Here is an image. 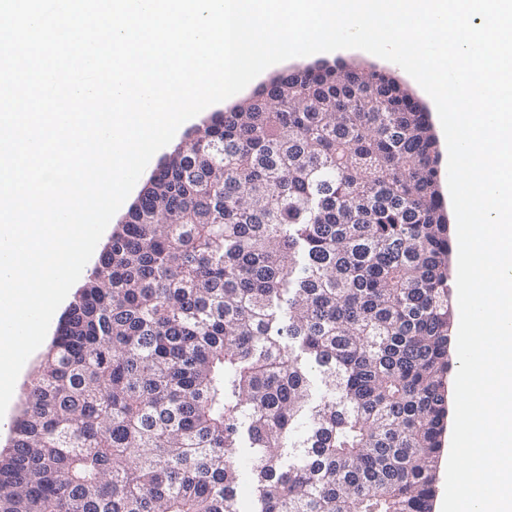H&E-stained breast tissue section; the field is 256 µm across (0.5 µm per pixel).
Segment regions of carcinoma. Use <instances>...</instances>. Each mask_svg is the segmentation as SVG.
<instances>
[{
	"mask_svg": "<svg viewBox=\"0 0 512 512\" xmlns=\"http://www.w3.org/2000/svg\"><path fill=\"white\" fill-rule=\"evenodd\" d=\"M188 137L61 317L0 512H243L244 477L252 512H432L454 313L425 107L312 64Z\"/></svg>",
	"mask_w": 512,
	"mask_h": 512,
	"instance_id": "obj_1",
	"label": "carcinoma"
}]
</instances>
